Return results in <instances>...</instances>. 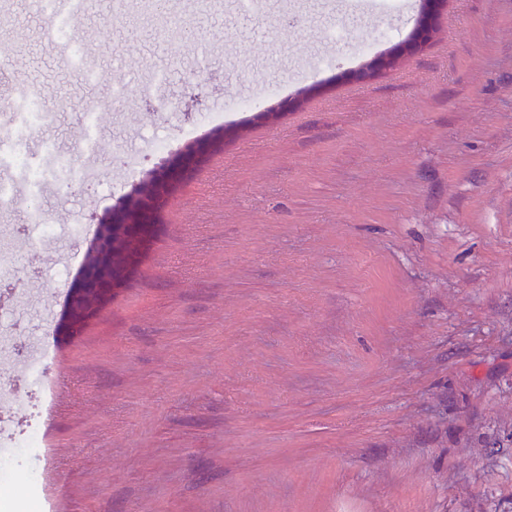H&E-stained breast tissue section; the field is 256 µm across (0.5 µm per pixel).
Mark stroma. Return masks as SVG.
Returning a JSON list of instances; mask_svg holds the SVG:
<instances>
[{
    "label": "stroma",
    "instance_id": "stroma-1",
    "mask_svg": "<svg viewBox=\"0 0 512 512\" xmlns=\"http://www.w3.org/2000/svg\"><path fill=\"white\" fill-rule=\"evenodd\" d=\"M376 12L90 0V80L36 0H7L0 34L24 36L0 101L40 97L28 150L84 163L41 198L80 236L0 280L15 359L56 346L37 494L56 512H512V0H446L430 43L360 82L419 6ZM214 112L237 136L163 205L124 288L47 329L101 216Z\"/></svg>",
    "mask_w": 512,
    "mask_h": 512
}]
</instances>
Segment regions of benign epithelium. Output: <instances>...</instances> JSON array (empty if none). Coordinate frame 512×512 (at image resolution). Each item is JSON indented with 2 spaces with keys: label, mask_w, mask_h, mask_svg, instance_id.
Wrapping results in <instances>:
<instances>
[{
  "label": "benign epithelium",
  "mask_w": 512,
  "mask_h": 512,
  "mask_svg": "<svg viewBox=\"0 0 512 512\" xmlns=\"http://www.w3.org/2000/svg\"><path fill=\"white\" fill-rule=\"evenodd\" d=\"M443 0H430L423 18L416 20L410 36L388 52L380 53L354 71L360 80L392 67L399 59L417 53L432 37ZM211 143L197 142L192 148L151 170L134 195L137 210L127 217L124 204L99 220L101 226L88 246L97 266L83 265L69 287L65 307V327L79 326L90 318L117 291L133 269L134 259L156 225V214L176 187L211 151Z\"/></svg>",
  "instance_id": "1"
}]
</instances>
